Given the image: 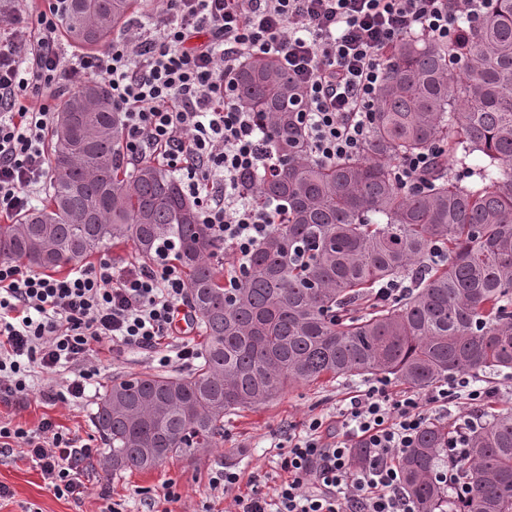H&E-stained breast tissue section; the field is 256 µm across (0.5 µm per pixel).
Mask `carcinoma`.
Listing matches in <instances>:
<instances>
[{"label":"carcinoma","instance_id":"obj_1","mask_svg":"<svg viewBox=\"0 0 512 512\" xmlns=\"http://www.w3.org/2000/svg\"><path fill=\"white\" fill-rule=\"evenodd\" d=\"M144 0H66L64 34L105 50ZM385 76L364 150L333 163L309 152L296 116L301 90L272 54L248 58L237 103L254 113L277 158L254 200L287 204L233 288L198 206L153 155L123 151L122 114L88 80L57 113L42 206L0 224V261L62 271L112 245L151 261L162 249L184 275L204 337L187 374L111 381L92 425L113 474L150 471L216 447L224 418L326 379L393 376L426 389L454 376L512 377V0H493L453 43L413 36L385 51ZM472 184L448 159L474 154ZM435 156L425 187H400L395 162ZM442 259L431 261V249ZM405 281L398 301L375 289ZM449 425H425L398 457L419 512H512V406L469 440L472 491L448 503Z\"/></svg>","mask_w":512,"mask_h":512}]
</instances>
